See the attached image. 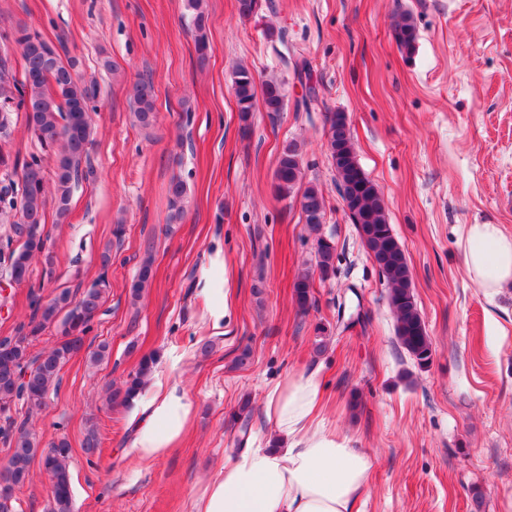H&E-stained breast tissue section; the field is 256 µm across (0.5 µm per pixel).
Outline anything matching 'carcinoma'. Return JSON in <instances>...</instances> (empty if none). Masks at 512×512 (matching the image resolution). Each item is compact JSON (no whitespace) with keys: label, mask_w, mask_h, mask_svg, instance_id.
<instances>
[{"label":"carcinoma","mask_w":512,"mask_h":512,"mask_svg":"<svg viewBox=\"0 0 512 512\" xmlns=\"http://www.w3.org/2000/svg\"><path fill=\"white\" fill-rule=\"evenodd\" d=\"M193 12L194 41L198 60L207 57L208 36L204 0H187ZM393 37L405 53L415 52L416 25L412 16L403 12L392 26ZM21 51L25 79L16 92L0 85V135L7 136L8 112L17 109L25 114L28 129L42 147L54 152L55 171L53 201L57 219L62 220L69 210L72 189L79 181L92 174L87 146L92 134L91 103L99 95L95 81L85 82L76 74L77 61L63 58L35 30L18 27L13 34ZM233 90L237 101L242 135H247L254 112L256 81L252 72L239 67L234 72ZM265 107L269 112H280L285 94L282 84L267 80L261 86ZM132 115L142 128L153 126L156 119L155 91L149 80L135 82L129 90ZM328 125L327 143L329 156L339 180V191L346 202L350 218L357 224L362 243L385 277L389 287V304L395 317V333L399 344L417 363L424 367L431 362L432 344L425 324L417 309L412 292V278L405 250L393 234L382 198L375 184L368 179L356 159L348 118L343 112H330L325 117ZM303 179L299 147L290 141L282 149L274 174V189L286 199L295 193ZM20 191L14 183L0 187V211H16L20 223L12 231L19 245L0 254L9 277L18 283L29 280L32 260L45 257L46 275L53 274V261L49 255L45 232L48 191L44 158L37 155L23 162ZM169 219L178 221L185 212L186 183L174 178L168 187ZM302 219L316 229L323 223L325 202L321 190L310 184L299 198ZM336 246L326 237L316 242L317 270L325 279L334 272ZM101 273L75 298L63 289L49 299L30 290V317L16 327V335L0 338V414L10 410L15 400L22 399L30 407L43 404L51 388L60 384L62 368L81 352H86L90 362L106 357L108 345L98 344L86 350L85 337L91 331L92 319L101 308L109 288L108 270L112 266V253L105 250L100 256ZM153 278L152 260L146 258L131 284L134 299L140 297ZM295 298L299 308L308 310L313 304L312 273L305 272L295 283ZM53 326L58 340L37 355L30 353V346L43 331ZM153 352L141 356L135 371L108 394L111 407H128L146 387L155 365ZM0 442L5 446L9 466L0 469V512H12L17 488L24 484L31 463L40 457L43 470L51 484L52 505L50 512H72V494L68 462L72 448L67 439L60 438L48 448H40L36 434L26 421L16 422L6 417L0 426Z\"/></svg>","instance_id":"cac0c4a2"}]
</instances>
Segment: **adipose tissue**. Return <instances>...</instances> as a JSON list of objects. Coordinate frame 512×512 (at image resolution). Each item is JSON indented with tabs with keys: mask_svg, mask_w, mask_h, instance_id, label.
Listing matches in <instances>:
<instances>
[{
	"mask_svg": "<svg viewBox=\"0 0 512 512\" xmlns=\"http://www.w3.org/2000/svg\"><path fill=\"white\" fill-rule=\"evenodd\" d=\"M465 262L487 297L512 288V234L496 224L468 225ZM323 392L314 372L271 387L264 415L274 447L237 452L209 481L195 512H357L373 458L324 423ZM191 413L184 391L154 383L140 407L131 454L141 461L162 456L184 436Z\"/></svg>",
	"mask_w": 512,
	"mask_h": 512,
	"instance_id": "adipose-tissue-1",
	"label": "adipose tissue"
}]
</instances>
